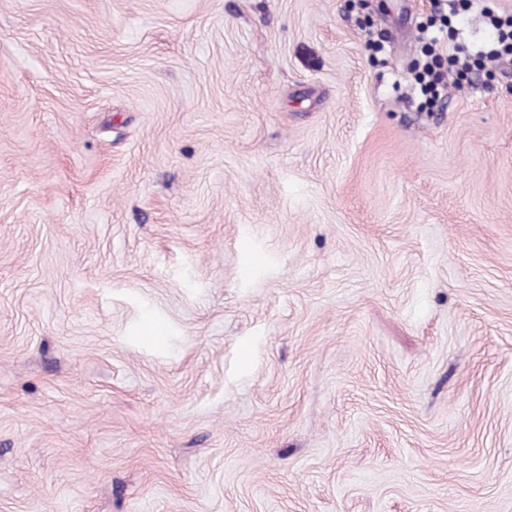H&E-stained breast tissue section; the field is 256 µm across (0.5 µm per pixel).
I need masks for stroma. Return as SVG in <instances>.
I'll list each match as a JSON object with an SVG mask.
<instances>
[{
	"label": "stroma",
	"instance_id": "35a3bbf8",
	"mask_svg": "<svg viewBox=\"0 0 512 512\" xmlns=\"http://www.w3.org/2000/svg\"><path fill=\"white\" fill-rule=\"evenodd\" d=\"M435 0H0V512H512V67ZM488 15L489 25L493 29V37L477 49L466 43L452 42L448 44V74L438 69L428 56L422 63L417 83L420 93L425 96L429 105L445 97L448 89V76L453 75L457 82L467 79L474 68L497 69L512 65V15L495 16L483 7Z\"/></svg>",
	"mask_w": 512,
	"mask_h": 512
}]
</instances>
